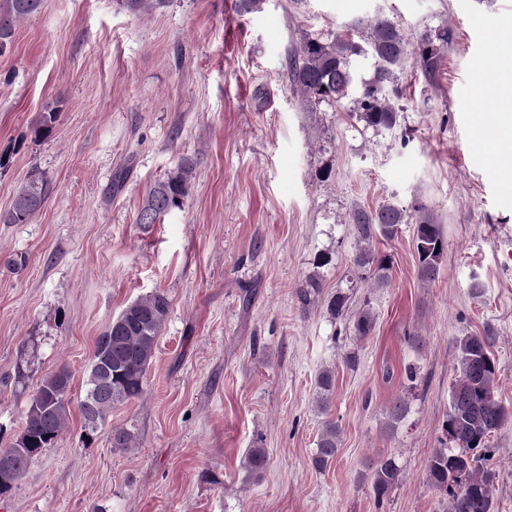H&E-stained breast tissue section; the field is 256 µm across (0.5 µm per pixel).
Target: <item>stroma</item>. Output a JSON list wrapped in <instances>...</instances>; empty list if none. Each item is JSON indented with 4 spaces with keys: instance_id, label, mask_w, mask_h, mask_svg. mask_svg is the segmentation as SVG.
I'll return each instance as SVG.
<instances>
[{
    "instance_id": "stroma-1",
    "label": "stroma",
    "mask_w": 512,
    "mask_h": 512,
    "mask_svg": "<svg viewBox=\"0 0 512 512\" xmlns=\"http://www.w3.org/2000/svg\"><path fill=\"white\" fill-rule=\"evenodd\" d=\"M378 15L410 47L448 39L433 77L412 59L399 71L390 130L359 121L355 96L305 100L288 70L306 38ZM510 20L512 0H166L141 14L44 0L0 55V211L29 177L50 186L30 223L0 224V449L48 374L67 368L79 402L97 336L129 303L161 292L170 312L143 398L90 439L72 411L0 512H442L425 467L458 377L455 337L491 334L496 397L512 414V164L489 169L470 149L473 87L496 83L488 43ZM54 103L53 128L35 134ZM182 163L194 176L184 206L137 223L149 188ZM384 204L441 224L435 280L417 274L409 224L375 244L392 261L388 287L354 268L346 217ZM313 274L369 306L367 339L303 309ZM325 368L336 383L323 412ZM398 397L409 412L390 432ZM327 418L342 442L319 471ZM117 429L131 447L113 448ZM256 444L268 457L258 479L243 468ZM492 444V512H512V421ZM386 455L403 481L379 500L372 464Z\"/></svg>"
}]
</instances>
